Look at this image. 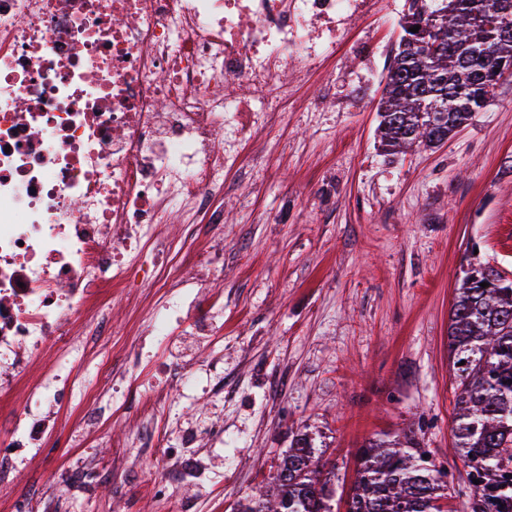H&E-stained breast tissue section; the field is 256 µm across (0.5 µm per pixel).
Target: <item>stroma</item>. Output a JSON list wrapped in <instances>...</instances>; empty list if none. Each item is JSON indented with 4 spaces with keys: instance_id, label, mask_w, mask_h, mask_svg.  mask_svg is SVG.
<instances>
[{
    "instance_id": "1",
    "label": "stroma",
    "mask_w": 512,
    "mask_h": 512,
    "mask_svg": "<svg viewBox=\"0 0 512 512\" xmlns=\"http://www.w3.org/2000/svg\"><path fill=\"white\" fill-rule=\"evenodd\" d=\"M406 0H359L336 18V48L294 88L287 126L270 156L244 148L229 175L220 232L224 277L206 286L224 297L212 335H180L153 348L128 375L127 410L83 430L60 416L62 438L21 470L10 496L40 512L34 492L51 465L100 461L130 440L143 396L168 402L165 447L189 422L202 432L203 485L179 481L188 512H234L270 482L278 456L298 436L326 449L350 488L357 448L412 431L444 473L446 512H479L481 491L454 454V373L448 325L457 279L471 257L512 278V76L444 144L388 155L378 147L379 102L402 34ZM124 289L112 299L113 355L136 351L151 300ZM224 357V394L179 392L169 366ZM68 512H169L117 479Z\"/></svg>"
}]
</instances>
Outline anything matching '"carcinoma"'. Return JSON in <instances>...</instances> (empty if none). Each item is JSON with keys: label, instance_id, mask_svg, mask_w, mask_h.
I'll return each mask as SVG.
<instances>
[{"label": "carcinoma", "instance_id": "obj_1", "mask_svg": "<svg viewBox=\"0 0 512 512\" xmlns=\"http://www.w3.org/2000/svg\"><path fill=\"white\" fill-rule=\"evenodd\" d=\"M487 0H410L379 107L387 152L433 148L482 111L512 76V38L478 21ZM451 12L436 56L430 15ZM418 25L413 33L409 28ZM448 348L456 383L455 451L479 477L512 475V280L468 263L450 312ZM355 479L337 496L336 465L306 438L279 458L271 487L246 496L237 512H444L448 482L436 475L411 433L370 440L356 452Z\"/></svg>", "mask_w": 512, "mask_h": 512}]
</instances>
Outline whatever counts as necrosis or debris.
Returning <instances> with one entry per match:
<instances>
[{
    "mask_svg": "<svg viewBox=\"0 0 512 512\" xmlns=\"http://www.w3.org/2000/svg\"><path fill=\"white\" fill-rule=\"evenodd\" d=\"M355 0H0V490L57 434L49 407L83 405L101 428L122 405L112 293L145 251L162 259L149 333L209 335L219 306L192 275L221 278L199 225L220 229L225 172L288 121L287 83L336 44ZM192 243L168 263L173 217ZM51 367H44V360Z\"/></svg>",
    "mask_w": 512,
    "mask_h": 512,
    "instance_id": "4bbe7bcc",
    "label": "necrosis or debris"
}]
</instances>
